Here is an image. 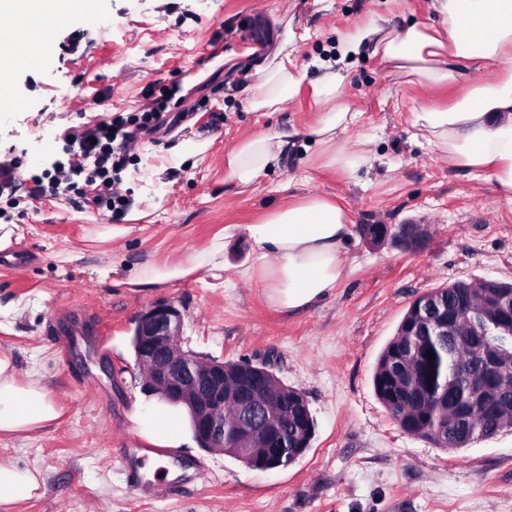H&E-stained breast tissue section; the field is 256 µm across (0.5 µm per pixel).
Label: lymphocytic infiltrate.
I'll use <instances>...</instances> for the list:
<instances>
[{"instance_id":"1","label":"lymphocytic infiltrate","mask_w":512,"mask_h":512,"mask_svg":"<svg viewBox=\"0 0 512 512\" xmlns=\"http://www.w3.org/2000/svg\"><path fill=\"white\" fill-rule=\"evenodd\" d=\"M171 100V95L163 92L151 110L125 117L116 114L82 133L67 134L65 159L55 160L50 169L31 176L30 195L41 198L76 189L85 207L107 210L111 220H123L129 201L116 189L120 174L132 157L135 141L156 133L165 124Z\"/></svg>"}]
</instances>
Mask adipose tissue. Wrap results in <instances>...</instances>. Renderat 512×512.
<instances>
[{"label": "adipose tissue", "mask_w": 512, "mask_h": 512, "mask_svg": "<svg viewBox=\"0 0 512 512\" xmlns=\"http://www.w3.org/2000/svg\"><path fill=\"white\" fill-rule=\"evenodd\" d=\"M86 6V0H0V10L18 19L13 28L0 29V87L10 86L9 74L28 48V29L63 20ZM365 47L392 69L417 80L469 85L467 95L448 109L414 112L411 125L449 164L493 181L512 201V76L494 86L480 81L486 66L512 54V0H428L425 20L398 28L360 23L343 35L337 56L322 60V77L310 83L323 113L308 136L325 164L350 174L370 161L368 140H359L350 149L338 140L356 119L342 102L345 72ZM293 63L292 57H285L272 71L258 75L257 93L249 101L252 110L276 109L299 91L305 75ZM282 144L281 134L274 130L240 140L227 158L226 179L253 185L278 163ZM244 230L259 262L255 274L269 303L279 310L308 309L343 278V248L352 234L351 219L346 209L325 197H298ZM223 267L224 244L217 241L177 262L143 266L126 284L157 288ZM61 413V404L42 383L22 378L13 356L0 350V434L27 437ZM134 423L136 435L155 448H178L189 440L187 409L157 397L137 411ZM39 488L38 471L0 460V505L28 500Z\"/></svg>", "instance_id": "1"}]
</instances>
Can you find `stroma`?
Listing matches in <instances>:
<instances>
[{
  "label": "stroma",
  "instance_id": "35a3bbf8",
  "mask_svg": "<svg viewBox=\"0 0 512 512\" xmlns=\"http://www.w3.org/2000/svg\"><path fill=\"white\" fill-rule=\"evenodd\" d=\"M427 0H92L58 25L44 49L47 66L15 70L14 103L0 112V160L26 180L63 156V135L116 112L141 111L155 86L183 100L171 124L143 139L120 191L145 214V228L101 244L103 210L78 209L19 188L15 216L23 265L0 263V349L21 376L39 380L61 418L25 440L0 439V458L38 470L37 495L0 512H512V433L444 451L404 433L378 400L373 374L411 302L453 282H512V203L487 179L450 166L414 139L412 112L461 99L462 85L412 83L372 52L349 68L344 100L357 118L341 134L353 147L371 139V160L349 175L318 157L308 128L319 111L309 92L286 110L255 112L248 75L279 59L286 33L307 80L344 33L369 20L401 26L424 19ZM283 135L280 162L254 185L226 181L237 141L266 129ZM205 140L195 164L175 151ZM322 195L349 210L355 230L338 286L308 309L272 307L243 230L289 198ZM427 225L417 253L364 239L365 224ZM223 237L224 269L160 288H131L143 264L187 256ZM110 267L109 277L100 270ZM183 316L182 346L204 358L259 362L302 390L316 422L309 450L286 468L260 471L197 444L183 456L209 472L179 495L142 501L129 493L113 453L132 434L147 400L131 346L152 305ZM80 308L92 331L67 338L54 327ZM111 327L107 344L97 332Z\"/></svg>",
  "mask_w": 512,
  "mask_h": 512
}]
</instances>
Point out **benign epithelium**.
<instances>
[{
	"mask_svg": "<svg viewBox=\"0 0 512 512\" xmlns=\"http://www.w3.org/2000/svg\"><path fill=\"white\" fill-rule=\"evenodd\" d=\"M393 242L408 252H418L426 245L422 224H399L392 234ZM483 319L501 328L512 322V304H503L497 313ZM183 319L171 303L157 304L143 313L136 322L134 341L136 363L148 375L145 388L172 404H184L191 414L193 437L198 446L214 450L242 436L255 437L268 444L258 464L276 468L274 457L282 456L288 440L279 433V421L271 407L284 405L280 392H273L267 401H260L243 390L246 369L232 360L202 359L181 345ZM240 405L239 427L224 426V400Z\"/></svg>",
	"mask_w": 512,
	"mask_h": 512,
	"instance_id": "obj_1",
	"label": "benign epithelium"
}]
</instances>
